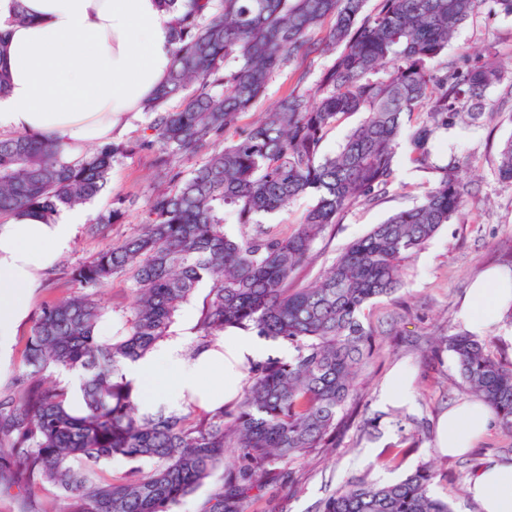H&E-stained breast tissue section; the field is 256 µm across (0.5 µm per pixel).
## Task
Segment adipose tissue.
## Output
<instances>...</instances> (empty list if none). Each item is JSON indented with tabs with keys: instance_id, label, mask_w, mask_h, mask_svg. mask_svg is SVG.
I'll use <instances>...</instances> for the list:
<instances>
[{
	"instance_id": "obj_1",
	"label": "adipose tissue",
	"mask_w": 512,
	"mask_h": 512,
	"mask_svg": "<svg viewBox=\"0 0 512 512\" xmlns=\"http://www.w3.org/2000/svg\"><path fill=\"white\" fill-rule=\"evenodd\" d=\"M24 24L10 21L11 0H0V63L10 84L0 95V134L52 135L64 159L77 160L91 145L119 139L143 103L165 84L175 46L169 38L172 13L159 0H23ZM86 208L63 207L0 218V348L25 321L28 296L41 277L72 247ZM512 304V272L487 271L469 288L460 316L481 333L499 323ZM183 337L167 338L124 371L141 391L140 406L182 404L198 398L211 410L234 398L245 366L265 352L257 336L219 337L197 355L183 352ZM493 419L484 404L458 405L438 421L437 446L460 455ZM479 512H512V462L479 467L468 485Z\"/></svg>"
}]
</instances>
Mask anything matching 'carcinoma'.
Returning a JSON list of instances; mask_svg holds the SVG:
<instances>
[{
	"mask_svg": "<svg viewBox=\"0 0 512 512\" xmlns=\"http://www.w3.org/2000/svg\"><path fill=\"white\" fill-rule=\"evenodd\" d=\"M176 14L173 64L162 88L143 104L155 113L142 145H159L165 170L177 156L206 151L204 161L147 202V219L72 268L79 288L44 302L24 351L25 369L0 394V495L16 512H178L232 452L238 466L213 484L198 512H245L244 492L279 462L310 448H335L357 407L356 379L372 353L366 308L404 287L402 270L464 210L472 187L456 160L441 164L433 142L485 111V91L504 70L444 60L448 43L475 10L512 16V0H220L206 15L198 0H161ZM332 17L323 38L334 53L314 92L292 91L231 143L225 134L263 95L272 75L303 50ZM230 91L216 94L213 87ZM180 98L177 106L169 102ZM360 113L333 154L323 143L338 122ZM407 139H402V136ZM406 159L432 184L412 208L349 243L312 285L298 283L315 242L351 207L380 196L392 182L401 141ZM124 148L108 143L74 164L57 139L0 137V215L84 204L100 194ZM498 178L512 184V136L501 145ZM302 196L313 204L286 235L263 218ZM239 231H224V209ZM119 209L96 217L106 236ZM126 277L135 301L121 332L98 288ZM197 324L204 348L237 329L288 344V359L251 368L234 407L138 414L123 365L169 336L181 307L204 282ZM462 386L512 436V363L472 333L437 344ZM79 373L80 407L49 369ZM121 458L129 469L107 475ZM424 466L385 485L352 480L322 512H453L434 495ZM58 492L47 501L46 487Z\"/></svg>",
	"mask_w": 512,
	"mask_h": 512,
	"instance_id": "obj_1",
	"label": "carcinoma"
}]
</instances>
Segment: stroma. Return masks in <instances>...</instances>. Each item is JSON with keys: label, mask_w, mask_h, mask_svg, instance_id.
I'll return each instance as SVG.
<instances>
[{"label": "stroma", "mask_w": 512, "mask_h": 512, "mask_svg": "<svg viewBox=\"0 0 512 512\" xmlns=\"http://www.w3.org/2000/svg\"><path fill=\"white\" fill-rule=\"evenodd\" d=\"M495 44L498 58L512 60V16H491L478 11L458 30L448 46L454 63L475 62L485 44ZM332 57L316 52L300 56L275 74L264 95L236 125L244 130L256 123L272 104L293 89L315 87ZM506 85L489 88L486 103L500 115L494 124L456 126L434 145L440 161L460 160V174L474 180L473 196L462 215L444 225L404 269L405 287L378 301L370 324L376 332L374 353L359 381L358 426L350 428L339 448H314L293 463H282L261 489L250 490L246 512H321L324 502L354 477L379 484L393 483L422 465L436 473L434 494L448 500L453 512H477L465 486L479 466L512 461V437L492 429L461 456L442 454L436 446L438 417L468 400L449 353H428L427 343L437 335L464 332L460 308L471 283L487 268L512 266V184L495 174L500 145L512 137V96ZM153 116L139 112L121 142L126 151L112 167L111 179L96 199L93 212L114 205L122 218L107 239L80 227L72 251L34 290L29 313L44 301L70 293L69 270L87 260L103 241L118 242L142 224L149 197L167 190L170 177L160 172L158 148L143 146ZM426 174L400 162L385 194L370 204H358L327 228L313 247V259L299 273L302 283L315 281L350 242L366 235L373 225L411 207L427 187ZM402 369L410 383L412 401L386 406L380 401L382 385L394 369Z\"/></svg>", "instance_id": "1"}]
</instances>
